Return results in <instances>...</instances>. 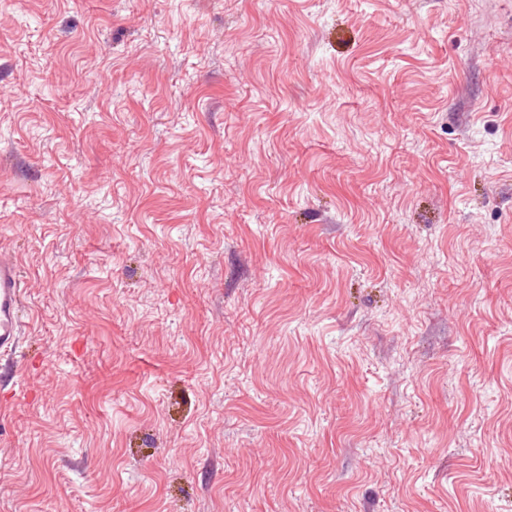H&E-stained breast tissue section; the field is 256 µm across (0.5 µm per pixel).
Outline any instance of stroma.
I'll return each instance as SVG.
<instances>
[{"label":"stroma","instance_id":"1","mask_svg":"<svg viewBox=\"0 0 512 512\" xmlns=\"http://www.w3.org/2000/svg\"><path fill=\"white\" fill-rule=\"evenodd\" d=\"M0 512H512V0H0ZM22 271L17 257L0 252V353L5 356L19 342L23 324L17 308L21 294Z\"/></svg>","mask_w":512,"mask_h":512}]
</instances>
